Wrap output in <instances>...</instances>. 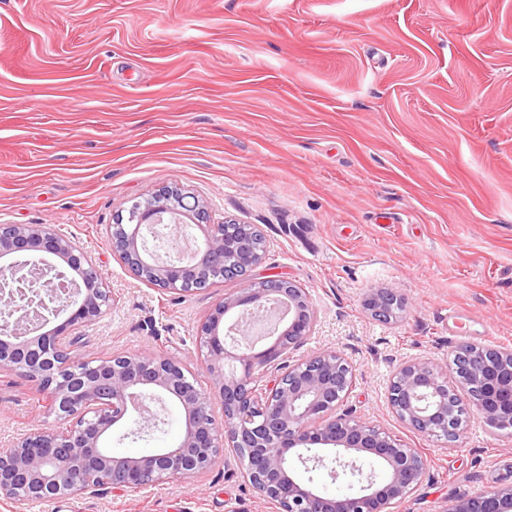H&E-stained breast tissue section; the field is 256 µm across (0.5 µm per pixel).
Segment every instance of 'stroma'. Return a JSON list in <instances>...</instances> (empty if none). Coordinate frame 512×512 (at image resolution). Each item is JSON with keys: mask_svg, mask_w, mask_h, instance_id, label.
<instances>
[{"mask_svg": "<svg viewBox=\"0 0 512 512\" xmlns=\"http://www.w3.org/2000/svg\"><path fill=\"white\" fill-rule=\"evenodd\" d=\"M165 185L257 226L250 278L293 281L316 310L293 358L341 351V412L426 455L393 512L512 484V434L474 416L427 437L386 402L404 360L449 373L459 345L512 348V0H0V225H55L99 267L113 302L77 350L163 354L204 387L198 325L225 287L162 291L112 253L117 216ZM384 288L404 300L388 320L366 306ZM41 424L57 421L33 384L0 371V449ZM183 428L170 401L111 446L141 456ZM25 512L276 508L226 447L183 483Z\"/></svg>", "mask_w": 512, "mask_h": 512, "instance_id": "35a3bbf8", "label": "stroma"}]
</instances>
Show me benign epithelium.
Returning a JSON list of instances; mask_svg holds the SVG:
<instances>
[{
  "label": "benign epithelium",
  "instance_id": "7a95c632",
  "mask_svg": "<svg viewBox=\"0 0 512 512\" xmlns=\"http://www.w3.org/2000/svg\"><path fill=\"white\" fill-rule=\"evenodd\" d=\"M182 197L175 186H163L147 205L135 211L134 223L112 225V253L141 280L165 291L190 292L206 275L212 283L233 280L228 269L256 267L264 252L245 243L249 224H210L206 209L194 201L175 216L169 201ZM186 219L202 235L189 255L175 244V254L161 256L149 246L147 232L164 218ZM41 270L43 287L75 271L73 288L49 300L15 290L17 271L26 265ZM111 292L88 254L51 224L0 225V370L15 371L36 385H47L46 409L59 428H38L0 451V497L19 510L35 500L75 497L102 486L115 492L182 482L210 469L219 448H244L239 455L249 484L279 512H389L421 485L427 459L417 448L395 439L384 428L337 413L355 382V369L335 349L305 359L288 351L310 336L315 311L306 289L281 280L275 288L240 281L214 306L197 331L209 388L189 381L187 366L165 355H123L91 360L74 347L76 332L96 322L109 307ZM277 301L286 305L287 328L268 349L253 352L246 314ZM372 313L390 315L403 306L394 289L374 294ZM238 312L226 334L220 325ZM52 329H47L50 323ZM456 354L470 368L453 383L426 359H412L394 370L388 403L409 428L439 436L456 410L468 405L498 430L512 429V350L484 362L483 347L466 344ZM174 399L184 415V433L172 448L142 456H121L108 441L112 427L133 422L136 432L158 426L150 404ZM218 399L224 425L210 412ZM334 449L329 459L311 447ZM365 454L387 471L379 481L364 471ZM308 473L329 468L332 479L348 480L349 492L326 495L313 477L304 481L291 472V458ZM443 512H512V485L453 501Z\"/></svg>",
  "mask_w": 512,
  "mask_h": 512
}]
</instances>
